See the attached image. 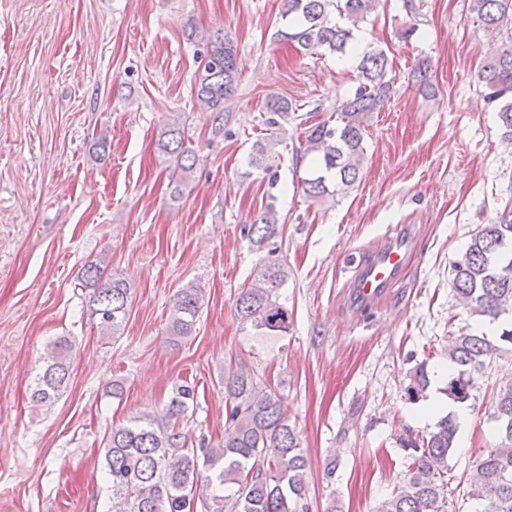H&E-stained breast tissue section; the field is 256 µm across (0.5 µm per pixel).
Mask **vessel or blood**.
I'll return each mask as SVG.
<instances>
[{"label": "vessel or blood", "mask_w": 512, "mask_h": 512, "mask_svg": "<svg viewBox=\"0 0 512 512\" xmlns=\"http://www.w3.org/2000/svg\"><path fill=\"white\" fill-rule=\"evenodd\" d=\"M411 240V230L402 229L356 267L350 287L357 302L373 306L382 300L409 263Z\"/></svg>", "instance_id": "obj_1"}]
</instances>
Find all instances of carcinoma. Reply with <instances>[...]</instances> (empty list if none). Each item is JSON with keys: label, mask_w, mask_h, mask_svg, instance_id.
Wrapping results in <instances>:
<instances>
[{"label": "carcinoma", "mask_w": 512, "mask_h": 512, "mask_svg": "<svg viewBox=\"0 0 512 512\" xmlns=\"http://www.w3.org/2000/svg\"><path fill=\"white\" fill-rule=\"evenodd\" d=\"M375 8V0H281V27L274 32L279 41L295 42L304 51L323 50L344 56L352 51L353 28ZM337 11L349 25L332 22ZM473 11L490 32L512 31V0H473ZM203 69L195 75L198 103L212 112L224 111V101L239 81L236 50L221 34L207 40ZM359 85L353 96L336 109V120H325L301 129L297 139L305 155L316 156L315 171L302 179L311 198L334 194L330 187L351 186L359 177L357 160L363 155V118L377 112L391 99L395 78L388 76V55L382 49L364 51L357 64ZM485 96L497 112L501 138L512 142V36L505 47L488 61L480 74ZM270 114L286 118L298 105L270 95L265 102ZM277 142L255 141L249 165L263 168ZM162 153L176 161L184 179L196 163L197 154L185 135V127L174 123L158 143ZM275 197L247 229L250 244L260 250L280 234ZM105 256L88 263L81 275L90 290L89 306L97 316L102 335L115 337L125 323L130 287L120 278L106 276ZM452 289L469 307L470 315L494 327L487 333L463 330L448 336L445 356L449 371L439 393L448 404L463 406L472 397L476 376L503 353H512V208L507 206L498 221L484 224L472 237L464 253L452 261ZM287 280L285 264L265 263L257 278L236 300L240 320L259 336H284L291 319L279 290ZM204 305V292L190 283L172 299L170 332L190 336ZM71 341L60 336L50 343L35 368L31 400L50 405L70 378ZM430 378L419 365L407 388L413 400L425 397ZM226 418L224 440L215 445L200 442L188 446L182 432L195 387L181 384L173 389L163 414L137 417L112 429L105 439V472L119 512H194L200 502L204 512H304L309 460L290 425L278 394L261 386L240 362L224 369ZM491 418L496 424L495 444L487 449L469 474L467 495L472 512H512V377L493 386ZM458 424L454 413L442 416L433 430L423 435L406 430L397 437L398 448L408 459L403 478L381 502L377 512H452L448 490V457L456 448ZM210 492L196 498L197 490Z\"/></svg>", "instance_id": "1"}]
</instances>
